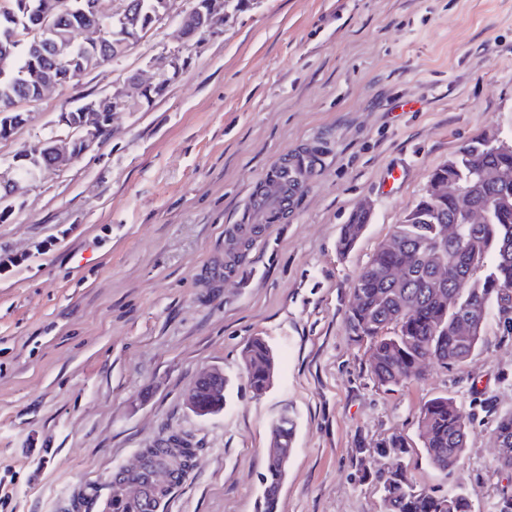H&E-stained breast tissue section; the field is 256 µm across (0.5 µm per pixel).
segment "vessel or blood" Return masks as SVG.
<instances>
[{"label": "vessel or blood", "mask_w": 512, "mask_h": 512, "mask_svg": "<svg viewBox=\"0 0 512 512\" xmlns=\"http://www.w3.org/2000/svg\"><path fill=\"white\" fill-rule=\"evenodd\" d=\"M322 162L318 147L308 145L264 175L261 184L251 193L245 223L234 225L229 233L227 267H234L239 257L248 253L265 225L285 218L295 197L307 186ZM163 490L162 484L153 481L142 484L138 496L128 499L127 512H156Z\"/></svg>", "instance_id": "b4317fda"}]
</instances>
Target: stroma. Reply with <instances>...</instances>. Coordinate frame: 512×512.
I'll list each match as a JSON object with an SVG mask.
<instances>
[{
    "label": "stroma",
    "mask_w": 512,
    "mask_h": 512,
    "mask_svg": "<svg viewBox=\"0 0 512 512\" xmlns=\"http://www.w3.org/2000/svg\"><path fill=\"white\" fill-rule=\"evenodd\" d=\"M219 33L179 37L196 0L119 58L25 104L0 163L65 134L62 110L186 65L65 168L20 181L0 220V512H70L143 449L178 434L196 447L166 512H258L270 429L295 419L278 512H382L360 446L398 436L419 488L463 489L497 512L512 474L495 447L512 412V328L489 315L463 365H427L386 390L345 330L352 283L471 139L512 142V0H246ZM325 163L288 218L224 271L226 234L267 170L307 142ZM402 178L388 187L390 171ZM355 248L337 242L361 203ZM262 337L273 385L255 395L242 349ZM224 372V408L200 417L186 390ZM448 396L470 421L458 466L430 465L417 419Z\"/></svg>",
    "instance_id": "stroma-1"
}]
</instances>
